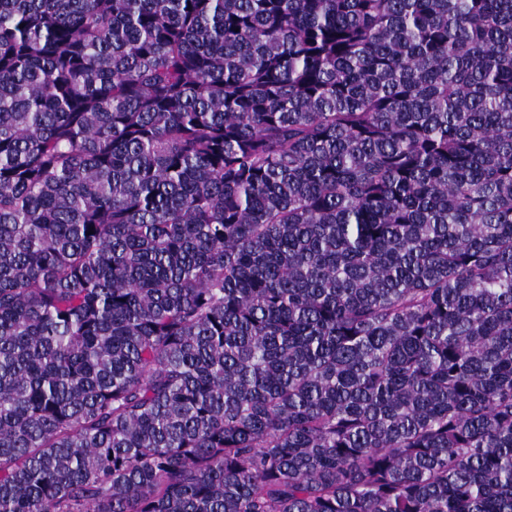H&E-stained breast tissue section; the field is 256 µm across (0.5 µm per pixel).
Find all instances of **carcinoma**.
<instances>
[{
	"label": "carcinoma",
	"mask_w": 512,
	"mask_h": 512,
	"mask_svg": "<svg viewBox=\"0 0 512 512\" xmlns=\"http://www.w3.org/2000/svg\"><path fill=\"white\" fill-rule=\"evenodd\" d=\"M0 512H512V0H0Z\"/></svg>",
	"instance_id": "carcinoma-1"
}]
</instances>
